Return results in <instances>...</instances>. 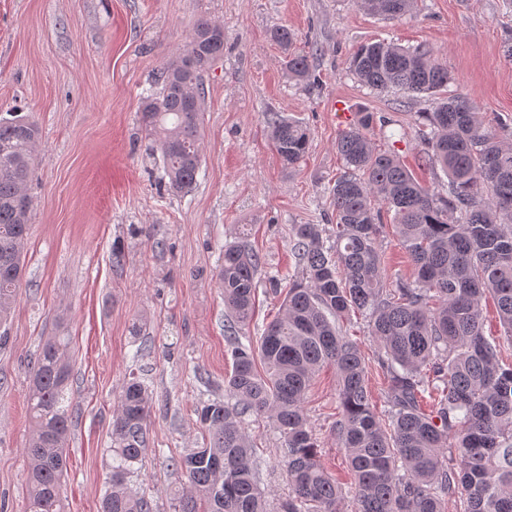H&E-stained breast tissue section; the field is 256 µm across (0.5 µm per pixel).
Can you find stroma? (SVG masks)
Returning a JSON list of instances; mask_svg holds the SVG:
<instances>
[{
  "label": "stroma",
  "mask_w": 512,
  "mask_h": 512,
  "mask_svg": "<svg viewBox=\"0 0 512 512\" xmlns=\"http://www.w3.org/2000/svg\"><path fill=\"white\" fill-rule=\"evenodd\" d=\"M201 19L223 25L224 58L204 77L197 184L175 195L139 110L157 70ZM278 27L293 33L290 49L273 40ZM378 39L433 48L452 77L449 91L468 93L512 138V0H417L411 15L395 20L352 0H0V113H30L41 129L25 275L0 326L8 336L0 347V512H27L29 360L59 334L70 338L73 365L66 512H98L112 419L133 372L148 385L152 408L150 444L128 486L153 512H174L188 486L175 461L205 443L199 410L223 396L232 369L217 277L224 245L247 243L264 259L263 276L286 282L298 271L293 225H322L333 242L332 187L345 171L334 103L346 105L351 125L359 113H375V146L447 193V176L423 157L427 95L379 94L348 69L351 53ZM290 52L308 55L309 81L289 79ZM273 115L310 130L295 166L282 164L270 139ZM375 207L391 287L413 267L392 212L380 201ZM305 409L321 460L343 488L341 512H353L352 476L330 432L333 368L315 377ZM246 427L275 512L288 494L281 444L256 422Z\"/></svg>",
  "instance_id": "35a3bbf8"
}]
</instances>
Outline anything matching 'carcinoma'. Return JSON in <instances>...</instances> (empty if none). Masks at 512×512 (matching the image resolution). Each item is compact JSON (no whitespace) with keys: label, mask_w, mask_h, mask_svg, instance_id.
<instances>
[{"label":"carcinoma","mask_w":512,"mask_h":512,"mask_svg":"<svg viewBox=\"0 0 512 512\" xmlns=\"http://www.w3.org/2000/svg\"><path fill=\"white\" fill-rule=\"evenodd\" d=\"M415 2L358 0L388 20L410 14ZM222 58L223 26L198 22L156 73V93L142 101V125L174 192L191 189L201 165L202 111L185 88L205 93L202 75ZM349 67L371 89L436 98L432 111L422 113L430 129L424 159L448 175V195L422 186L394 155L376 151L369 135L375 115L360 113L336 139L349 172L332 188L335 242L325 246L319 224L294 225L302 279L288 283L278 315L246 344L240 333L253 318L263 261L246 244H224L219 280L232 354L229 401L201 408L208 441L176 461L189 484L176 512H268L257 445L243 427L248 415L265 419L281 443L290 492L277 512H339L342 488L321 461L304 408L327 365L336 370L341 412L333 431L353 476L355 512H444L445 500L461 491L464 512H512V368L500 364V339L485 336L483 317L490 298L512 342V142L484 122L468 95L439 97L451 76L429 49L366 43ZM286 70L293 80H309L308 56L289 55ZM270 137L290 167L309 149V131L295 120L271 118ZM39 138L28 117H0V323L17 301L24 272ZM374 198L394 212L414 269V278L393 288L384 281ZM353 315L367 322L380 350L387 403L381 413L372 405L365 354L343 332ZM30 381L28 512H64L73 422L68 337L41 344L30 359ZM151 401L141 379L126 383L100 512H153L127 486L148 444Z\"/></svg>","instance_id":"1"}]
</instances>
